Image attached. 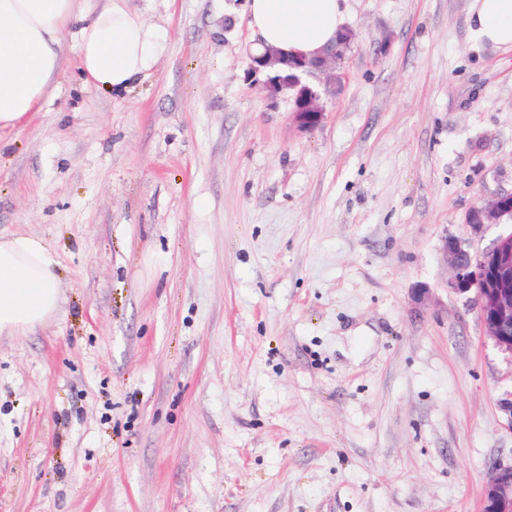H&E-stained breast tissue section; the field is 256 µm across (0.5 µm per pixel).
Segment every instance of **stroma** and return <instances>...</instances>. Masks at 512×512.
<instances>
[{"instance_id":"1","label":"stroma","mask_w":512,"mask_h":512,"mask_svg":"<svg viewBox=\"0 0 512 512\" xmlns=\"http://www.w3.org/2000/svg\"><path fill=\"white\" fill-rule=\"evenodd\" d=\"M473 0H347L322 122L245 79L246 0H127L167 36L124 93L0 131V236L61 308L0 335V512H479L512 463V355L446 240L512 191V49Z\"/></svg>"}]
</instances>
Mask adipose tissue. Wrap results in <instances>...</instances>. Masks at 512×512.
Masks as SVG:
<instances>
[{"label":"adipose tissue","mask_w":512,"mask_h":512,"mask_svg":"<svg viewBox=\"0 0 512 512\" xmlns=\"http://www.w3.org/2000/svg\"><path fill=\"white\" fill-rule=\"evenodd\" d=\"M346 0H247L258 47L310 59L332 48L345 28ZM476 41L512 48V0H474ZM79 38L83 81L128 90L157 63L166 41L125 0H0V129L39 111L52 93L69 35ZM56 253L40 239L0 238V334L43 325L61 303Z\"/></svg>","instance_id":"adipose-tissue-1"}]
</instances>
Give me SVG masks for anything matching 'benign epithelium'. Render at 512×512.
<instances>
[{"instance_id":"7a95c632","label":"benign epithelium","mask_w":512,"mask_h":512,"mask_svg":"<svg viewBox=\"0 0 512 512\" xmlns=\"http://www.w3.org/2000/svg\"><path fill=\"white\" fill-rule=\"evenodd\" d=\"M338 55L319 58L299 56L290 63L281 52L266 50L250 57L247 78L270 93H292L293 115L303 129L316 127L324 112L318 106V93L303 82L304 77L329 70ZM512 219V192H498L474 207L467 223L482 227ZM444 261L448 288L456 294L475 293L485 335L496 347L512 355V232L498 236L492 245L474 258L458 242H445ZM481 512H512V465L493 467L485 486Z\"/></svg>"}]
</instances>
